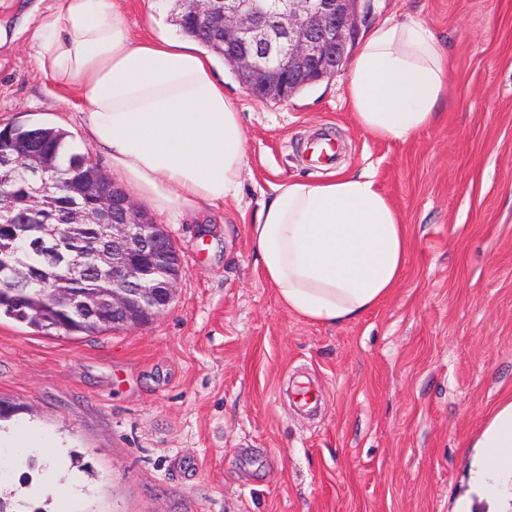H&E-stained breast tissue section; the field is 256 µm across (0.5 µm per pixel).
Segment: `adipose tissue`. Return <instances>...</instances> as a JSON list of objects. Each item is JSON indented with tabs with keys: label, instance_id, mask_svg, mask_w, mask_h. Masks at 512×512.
I'll return each instance as SVG.
<instances>
[{
	"label": "adipose tissue",
	"instance_id": "1",
	"mask_svg": "<svg viewBox=\"0 0 512 512\" xmlns=\"http://www.w3.org/2000/svg\"><path fill=\"white\" fill-rule=\"evenodd\" d=\"M31 50L54 86L75 92L86 140L112 174L171 223L238 199L242 114L200 44L133 38L120 0H49ZM447 99L446 52L430 28L384 22L362 40L346 85L362 130L408 140L439 122ZM248 235L281 306L324 325L387 299L410 252L405 224L365 170L279 183ZM469 466L487 512H512V401L474 442Z\"/></svg>",
	"mask_w": 512,
	"mask_h": 512
}]
</instances>
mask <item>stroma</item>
<instances>
[{
    "label": "stroma",
    "mask_w": 512,
    "mask_h": 512,
    "mask_svg": "<svg viewBox=\"0 0 512 512\" xmlns=\"http://www.w3.org/2000/svg\"><path fill=\"white\" fill-rule=\"evenodd\" d=\"M44 0H0V125H58L83 143L73 93L31 55ZM130 32L170 29L156 0H123ZM416 18L449 57L441 121L374 139L347 107V74L277 103L232 72L247 162L239 201L165 225L183 273L169 308L138 327L44 334L0 319V399L60 451L7 461L0 490L38 512H454L474 500L467 454L512 400V0H372L377 24ZM370 170L413 242L395 294L342 326L284 310L248 226L272 188ZM318 400L301 406V392Z\"/></svg>",
    "instance_id": "obj_1"
}]
</instances>
